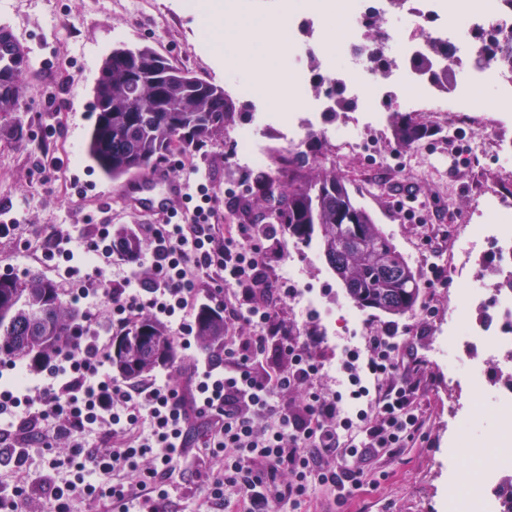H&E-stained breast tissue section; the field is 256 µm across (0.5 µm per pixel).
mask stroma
I'll use <instances>...</instances> for the list:
<instances>
[{"mask_svg":"<svg viewBox=\"0 0 512 512\" xmlns=\"http://www.w3.org/2000/svg\"><path fill=\"white\" fill-rule=\"evenodd\" d=\"M158 12L149 0H99L89 13L88 0H0V24L9 25L27 47L33 70L24 84L20 119L24 144L0 141V225L10 227L0 237V274L23 278L36 271L59 289L82 285L85 275L69 276L61 259L37 253L24 259L28 245L54 230L70 234L74 242L94 238L96 227L110 225L122 233L133 224L148 223L143 214L127 209L116 198L121 181L105 177L86 155V143L95 121L93 88L105 59L120 46H148L173 64L199 78L223 84L224 69L246 71L277 66L275 54L252 56L264 27L276 10V0H248L246 11L229 15L186 8L185 0H164ZM211 25L230 48L216 51L200 43L204 25ZM462 137L431 134L419 145L399 147L390 129L378 134L383 154L399 156L401 169L368 163L359 156L342 157L326 144L319 161L335 168L356 200L373 215L393 240L421 283L420 301L434 311L422 316H391L358 307L346 294L316 245L297 243L287 232L262 242L263 273L279 277L287 261L303 272L305 283L318 292L321 311L285 302L279 321L289 337H313V352L322 365L317 387L325 393L339 390L344 378L340 361L346 344H362L368 324L392 328L425 363L417 406L424 421V438L400 454L384 459L380 467L389 477L377 487H366L348 512H448V474L456 472L461 495L472 489L473 459L448 431V398L456 391L452 377H465L474 361H485L486 390H494L506 371L489 362L481 348L455 351L438 346L439 322L448 315V286L426 287L429 248H442L449 219L479 224L483 215L474 207L476 193L492 170L496 156L473 165L471 153L490 130L463 127ZM169 172L180 179L207 180L214 193L218 223L239 221L236 202L244 194L251 168L238 165L233 147L224 141L193 156L190 165L168 157ZM413 203L415 215L404 207ZM210 458L190 452L183 462V478L175 487L178 512H201L202 496L194 471L208 470Z\"/></svg>","mask_w":512,"mask_h":512,"instance_id":"1","label":"stroma"}]
</instances>
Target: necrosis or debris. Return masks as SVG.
<instances>
[{"mask_svg": "<svg viewBox=\"0 0 512 512\" xmlns=\"http://www.w3.org/2000/svg\"><path fill=\"white\" fill-rule=\"evenodd\" d=\"M324 0H287L284 10L303 13L318 25L307 46H290L289 64L279 91L298 95L302 113L281 118L289 130L310 124L311 112L321 106L311 98L308 59H328L336 55L346 65L340 76L348 92L363 101L364 107L336 132L340 155H362L373 163L382 158L367 138V131L383 125L384 116L374 106L384 91L392 90L405 106L422 112L436 126L456 132L461 125L490 127L494 130L490 146L503 161L512 160V126L489 113H475L470 105L476 93L491 84L501 91L500 100L512 107V75H506L496 60L485 56L479 44H470L466 53L456 56L453 65L459 74L450 97L434 93L432 86L420 79L410 65L411 58L433 40H446L476 26L501 27L508 13L503 0H413L404 13L401 29H383L378 40L363 34V18L368 11L366 0H340V17L344 36L333 41L329 27L323 25ZM395 61L390 82H383L373 68L379 53ZM497 206L493 224H468L450 240L448 254V336L449 347L476 344L494 358L512 354V171L501 170L493 183L487 184L476 198L477 206ZM493 245L496 253V280L492 289H461L460 284L475 277L482 269L479 244ZM493 305L495 315L483 321L461 319L459 309ZM493 415L505 424L485 435L483 448L477 451L473 492L465 500L466 512H512V383L498 387L490 400H473L464 412L454 415V427L472 416Z\"/></svg>", "mask_w": 512, "mask_h": 512, "instance_id": "1", "label": "necrosis or debris"}]
</instances>
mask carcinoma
Returning a JSON list of instances; mask_svg holds the SVG:
<instances>
[{
	"label": "carcinoma",
	"instance_id": "obj_1",
	"mask_svg": "<svg viewBox=\"0 0 512 512\" xmlns=\"http://www.w3.org/2000/svg\"><path fill=\"white\" fill-rule=\"evenodd\" d=\"M384 11L372 8L364 19L366 36L382 30ZM473 37L484 52L512 71V42L494 29L478 28ZM456 46L436 41L411 60L419 77L442 92L454 82L452 67L439 69L438 58L452 59ZM314 71L309 89L325 93L329 116L351 112L356 102L342 84ZM26 48L11 29L0 25V140L20 141L17 119L23 81L30 74ZM96 121L88 154L95 165L116 181L146 171L172 151L206 147L224 139L243 107L224 87L174 67L148 47H118L106 58L94 87ZM389 127L397 145L409 148L428 131L410 112L392 110ZM325 140L311 132L305 149L279 159L277 174L263 170L252 179L239 209L253 224L275 220L296 242L318 243L327 264L360 254L355 280L344 284L360 307L405 315L416 309L420 288L406 259L388 235L356 201L334 168L317 165ZM83 323L80 310L63 299L58 288L36 272L23 279L0 276V358L25 359L37 369L57 351L70 346ZM195 336L200 349L224 345V314L210 306L196 313ZM119 353L110 354L112 370L125 378L149 374L169 365L175 356L170 332L150 315L143 316L123 335L112 337Z\"/></svg>",
	"mask_w": 512,
	"mask_h": 512
}]
</instances>
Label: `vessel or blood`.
I'll list each match as a JSON object with an SVG mask.
<instances>
[{
  "instance_id": "1",
  "label": "vessel or blood",
  "mask_w": 512,
  "mask_h": 512,
  "mask_svg": "<svg viewBox=\"0 0 512 512\" xmlns=\"http://www.w3.org/2000/svg\"><path fill=\"white\" fill-rule=\"evenodd\" d=\"M133 182V188L121 195L132 210L161 221L182 210L188 186L185 181L173 178L167 169H150L135 176Z\"/></svg>"
}]
</instances>
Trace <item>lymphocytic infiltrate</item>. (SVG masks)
I'll return each mask as SVG.
<instances>
[{
  "instance_id": "obj_1",
  "label": "lymphocytic infiltrate",
  "mask_w": 512,
  "mask_h": 512,
  "mask_svg": "<svg viewBox=\"0 0 512 512\" xmlns=\"http://www.w3.org/2000/svg\"><path fill=\"white\" fill-rule=\"evenodd\" d=\"M183 218L141 224L151 239V277L137 292L99 279L85 294L109 309L113 333L124 334L143 315L177 319L173 371L164 379H126L105 372L109 352L93 313H86L70 348L43 366V387L21 397L0 392V415H18L24 435L14 467L26 471L28 448L38 445L58 480L40 494L49 512H72L93 498L103 512H167L181 474L192 422L204 419L203 447L221 459L198 474L206 512H298L323 490L329 512L360 496L369 476L386 479L375 463L422 438L416 406L421 360L392 331L368 329L363 347H345L341 367L352 399H366L356 419L341 417V398L314 391L320 365L308 342L284 344L285 365L262 372L257 362L279 335V306L292 289L265 276L260 239L270 224H219L212 190L193 181ZM221 280L224 321L247 323L251 336L228 338L205 362L191 358L201 277ZM302 393L300 403L290 402Z\"/></svg>"
}]
</instances>
